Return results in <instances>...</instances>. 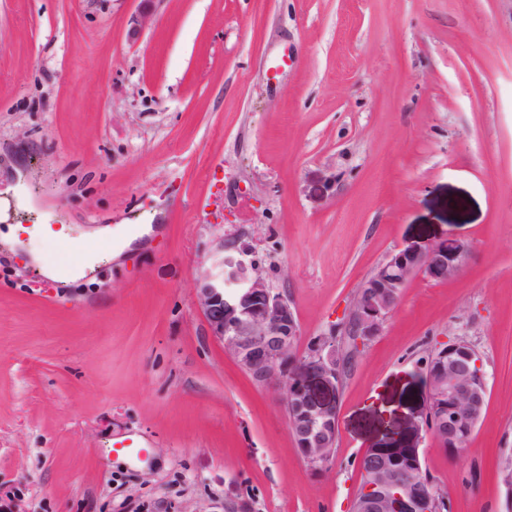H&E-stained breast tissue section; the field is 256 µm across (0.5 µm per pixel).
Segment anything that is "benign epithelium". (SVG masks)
<instances>
[{"label":"benign epithelium","instance_id":"obj_1","mask_svg":"<svg viewBox=\"0 0 512 512\" xmlns=\"http://www.w3.org/2000/svg\"><path fill=\"white\" fill-rule=\"evenodd\" d=\"M152 0H141L129 19L128 39L137 40L149 27ZM469 245L450 239L423 251L410 249L391 254L360 285L348 313L340 324L311 338L305 350L294 352L300 336L297 312L291 301L272 288L255 264L224 258L200 280L197 299L210 334L221 341L242 369L264 386L284 391L288 424L296 447L316 471L330 467L331 449L336 447L337 405L323 402L311 393L308 381H322L332 393L336 383L337 337L353 336L354 354L381 333L382 325L395 309L402 289L416 272L434 281H451L463 271ZM434 355L425 375L429 405L425 429L453 456L460 447L458 436L480 422L487 398L482 362L471 343L459 338ZM419 457L417 448H377L363 456L379 466L362 470L365 480L353 498L352 512L381 509L378 492L393 490L394 512H420L422 505L406 492L404 484L386 466L388 456Z\"/></svg>","mask_w":512,"mask_h":512}]
</instances>
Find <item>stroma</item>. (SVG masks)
<instances>
[{"instance_id": "35a3bbf8", "label": "stroma", "mask_w": 512, "mask_h": 512, "mask_svg": "<svg viewBox=\"0 0 512 512\" xmlns=\"http://www.w3.org/2000/svg\"><path fill=\"white\" fill-rule=\"evenodd\" d=\"M0 0V180L11 224L155 234L59 286L0 246V504L10 512H350L367 448H415L450 512H503L512 447V0ZM451 239L336 399L310 469L285 395L210 335L196 288L248 250L304 351L386 258ZM488 406L452 458L420 360L456 337ZM141 456L119 455L116 437ZM139 9L131 15L129 19L128 39L137 40L141 34L149 27L151 21V3L152 0H140Z\"/></svg>"}]
</instances>
